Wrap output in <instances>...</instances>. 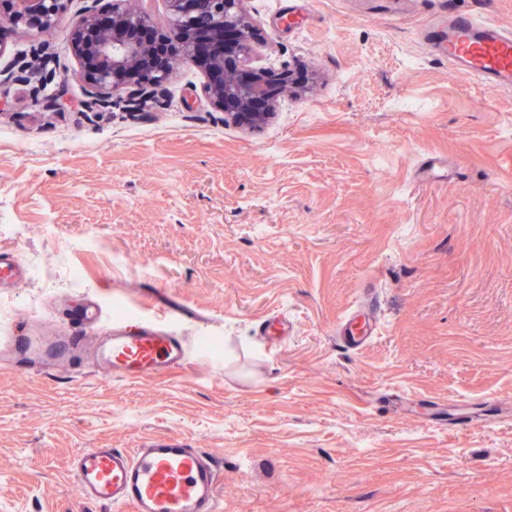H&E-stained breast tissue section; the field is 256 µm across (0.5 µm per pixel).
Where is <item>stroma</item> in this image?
I'll return each mask as SVG.
<instances>
[{"label": "stroma", "mask_w": 512, "mask_h": 512, "mask_svg": "<svg viewBox=\"0 0 512 512\" xmlns=\"http://www.w3.org/2000/svg\"><path fill=\"white\" fill-rule=\"evenodd\" d=\"M86 4L0 26V249L29 273L0 332L65 328L88 295L191 357L141 383L0 368V512H114L70 460L161 435L223 457L222 512H512V91L437 48L450 9L512 28V0H249L234 66L291 77L254 128L189 61L94 102ZM429 156L458 177L422 183ZM370 297L382 329L348 350ZM277 311L280 348L258 334ZM259 334L268 345L278 347L291 336V324L279 313H271L259 323Z\"/></svg>", "instance_id": "1"}]
</instances>
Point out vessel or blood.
<instances>
[{"mask_svg": "<svg viewBox=\"0 0 512 512\" xmlns=\"http://www.w3.org/2000/svg\"><path fill=\"white\" fill-rule=\"evenodd\" d=\"M448 60L480 84L512 89V31L464 12L448 15ZM26 280V268L9 250L0 251V288ZM95 299L83 298L76 326L56 334L23 326L0 336V365L16 373L38 368L73 373L83 368L104 379L139 382L164 377L183 364L189 350L183 336L153 319L101 324ZM381 319L374 304H364L344 322L343 342L359 349L377 336ZM261 338L283 345L291 324L277 313L259 324ZM70 470L85 500L127 506L132 512H220L218 485L223 461L178 437H153L139 448H85Z\"/></svg>", "mask_w": 512, "mask_h": 512, "instance_id": "1", "label": "vessel or blood"}]
</instances>
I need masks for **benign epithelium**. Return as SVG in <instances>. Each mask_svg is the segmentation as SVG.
Listing matches in <instances>:
<instances>
[{
    "instance_id": "1",
    "label": "benign epithelium",
    "mask_w": 512,
    "mask_h": 512,
    "mask_svg": "<svg viewBox=\"0 0 512 512\" xmlns=\"http://www.w3.org/2000/svg\"><path fill=\"white\" fill-rule=\"evenodd\" d=\"M16 9L8 17L14 26L48 29L56 20L64 0H14ZM86 12L72 29L70 39L79 61L83 78L94 95L110 96L119 85L112 75H127L126 87L148 83L160 85L170 70L152 71L153 45L141 40L136 31L150 23L139 7V0H112V11L98 8L101 0H91ZM173 21L158 28L162 38L178 47L181 57L200 61L206 67L207 81L203 91L215 110L232 121L259 124L271 116L269 112H252L258 98L273 94L272 84L262 74L253 73L247 82L224 69L223 44L226 30L235 32L239 50L248 47L253 37V24L247 11L249 0H166Z\"/></svg>"
}]
</instances>
